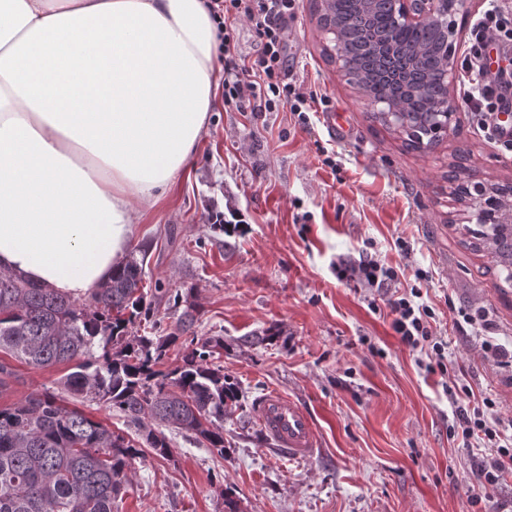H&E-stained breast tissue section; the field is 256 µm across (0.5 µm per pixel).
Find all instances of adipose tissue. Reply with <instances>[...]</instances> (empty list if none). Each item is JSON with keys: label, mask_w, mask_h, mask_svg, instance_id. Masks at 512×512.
<instances>
[{"label": "adipose tissue", "mask_w": 512, "mask_h": 512, "mask_svg": "<svg viewBox=\"0 0 512 512\" xmlns=\"http://www.w3.org/2000/svg\"><path fill=\"white\" fill-rule=\"evenodd\" d=\"M218 44L205 0H0V269L111 277L207 125Z\"/></svg>", "instance_id": "adipose-tissue-1"}]
</instances>
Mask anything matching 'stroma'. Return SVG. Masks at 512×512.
Returning a JSON list of instances; mask_svg holds the SVG:
<instances>
[{"label": "stroma", "mask_w": 512, "mask_h": 512, "mask_svg": "<svg viewBox=\"0 0 512 512\" xmlns=\"http://www.w3.org/2000/svg\"><path fill=\"white\" fill-rule=\"evenodd\" d=\"M314 3L300 0L288 22L286 68L327 103L304 126L287 112L228 107L216 74L186 168L134 226L128 250L146 252L154 293L138 334L173 331L182 310L169 294L189 293L192 332L223 337L214 362L242 399L224 417L225 455L166 428L171 459H137L118 512H224L228 494L241 512H512V473L474 498L484 450L449 434L456 403L471 395L512 419V367L487 360L485 337L459 316L486 315L490 337L512 349V288L500 291L490 256L462 245L448 183L454 165L476 181L512 180V151L485 141L466 111L426 150L370 121L368 98L323 52ZM217 211L240 221L212 224ZM363 255L397 269L387 290L337 280L339 260ZM413 287L448 342L447 374L426 373L425 354L392 327L388 292ZM12 367L1 406L56 389L66 372ZM268 389L311 416L313 460H289L263 433L254 402Z\"/></svg>", "instance_id": "stroma-1"}]
</instances>
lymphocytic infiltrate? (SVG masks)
I'll list each match as a JSON object with an SVG mask.
<instances>
[{
	"instance_id": "1",
	"label": "lymphocytic infiltrate",
	"mask_w": 512,
	"mask_h": 512,
	"mask_svg": "<svg viewBox=\"0 0 512 512\" xmlns=\"http://www.w3.org/2000/svg\"><path fill=\"white\" fill-rule=\"evenodd\" d=\"M298 0H210L208 4L218 31V52L224 57V101L248 104L254 112H291L299 124H306L307 114L318 100L312 90L288 82L283 73V41L286 23L293 17ZM250 23L260 44L254 59H246L233 28L239 21ZM497 44L501 53L496 69L484 62L488 44ZM460 68L467 77L464 90L467 109L485 136H492L495 116L512 104V0H497L472 24L468 43L462 53ZM336 278L369 288H383L397 280L394 267L384 266L371 258L356 262L339 261ZM419 289L413 288L388 302L394 316L392 326L401 341L428 358L427 372L443 368L447 346L433 326V308L419 303ZM457 430L463 440H473L486 450L476 468L480 488L498 485L505 472L512 471V438L500 431L501 419L496 402L484 398L482 407L457 406L454 412Z\"/></svg>"
}]
</instances>
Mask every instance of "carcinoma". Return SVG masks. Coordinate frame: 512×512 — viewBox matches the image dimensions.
<instances>
[{
	"instance_id": "1",
	"label": "carcinoma",
	"mask_w": 512,
	"mask_h": 512,
	"mask_svg": "<svg viewBox=\"0 0 512 512\" xmlns=\"http://www.w3.org/2000/svg\"><path fill=\"white\" fill-rule=\"evenodd\" d=\"M337 58L370 100L397 102L414 113L394 130L417 148L440 138L428 127L448 103L447 54L439 26L416 29L389 10L365 11L358 0H335ZM461 204L469 181L448 173ZM512 224L463 225L464 245L486 252L497 276L512 286V260L502 230ZM146 253L130 254L84 301L56 293L20 274L0 271V355L41 369L71 365L60 380L72 399L104 403L134 433L115 432L70 407L52 391L0 406V512H114L128 471L145 450L167 458L166 435L147 424L173 426L224 455V415L239 389L224 370L209 364L224 338L179 340L195 322L187 305L177 331L162 340L132 334L153 316L143 292ZM181 342L183 364L158 369L166 347Z\"/></svg>"
}]
</instances>
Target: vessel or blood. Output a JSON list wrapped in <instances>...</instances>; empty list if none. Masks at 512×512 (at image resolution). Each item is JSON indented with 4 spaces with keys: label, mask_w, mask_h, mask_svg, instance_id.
<instances>
[{
    "label": "vessel or blood",
    "mask_w": 512,
    "mask_h": 512,
    "mask_svg": "<svg viewBox=\"0 0 512 512\" xmlns=\"http://www.w3.org/2000/svg\"><path fill=\"white\" fill-rule=\"evenodd\" d=\"M255 414L264 431L290 459L307 461L320 448L319 435L308 413L292 398L269 391L259 398Z\"/></svg>",
    "instance_id": "1"
}]
</instances>
